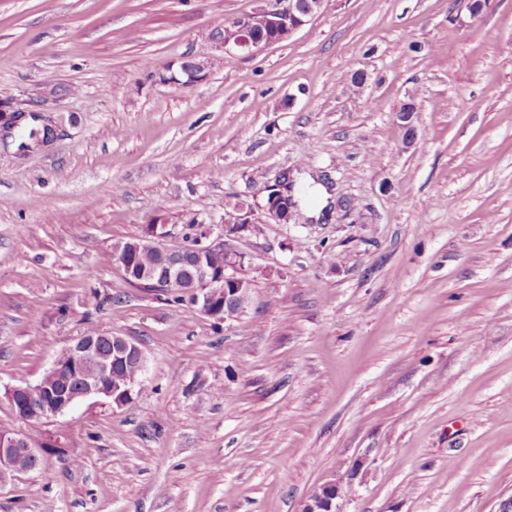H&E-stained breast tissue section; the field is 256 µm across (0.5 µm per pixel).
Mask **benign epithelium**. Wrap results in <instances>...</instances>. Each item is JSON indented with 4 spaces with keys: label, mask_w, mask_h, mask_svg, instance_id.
<instances>
[{
    "label": "benign epithelium",
    "mask_w": 512,
    "mask_h": 512,
    "mask_svg": "<svg viewBox=\"0 0 512 512\" xmlns=\"http://www.w3.org/2000/svg\"><path fill=\"white\" fill-rule=\"evenodd\" d=\"M324 0H266L260 12L235 21L232 29L224 30V52L253 51L268 44L264 33L287 29L294 32L307 24L321 10ZM24 117L7 112L0 105V131L18 127ZM169 236L167 225L149 224L143 235L133 240L124 250L115 251L118 262L135 283L159 280L167 288H175L193 301V305L208 316L219 315V307L245 311L250 302V289L235 270L238 256L212 245L197 244L196 259L189 264L185 248L164 244ZM155 247L160 254L159 267L141 268L131 256L143 249ZM224 256L219 266L208 260L212 254ZM110 345L101 344L95 336H81L63 355L71 356L67 364L57 361L34 385L8 390L9 400L18 404V410L36 411L40 418L51 419L69 411L79 401L102 398L120 407L132 399L139 380L127 377L120 383L112 382L113 371L133 360L144 365L141 348L123 336L109 337ZM47 448H37L19 433L0 430V484L15 479L40 467ZM339 486L330 481L321 485L305 503L302 512H336L334 501Z\"/></svg>",
    "instance_id": "7a95c632"
}]
</instances>
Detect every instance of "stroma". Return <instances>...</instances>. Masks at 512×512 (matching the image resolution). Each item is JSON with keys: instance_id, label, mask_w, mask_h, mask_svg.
Returning <instances> with one entry per match:
<instances>
[{"instance_id": "obj_1", "label": "stroma", "mask_w": 512, "mask_h": 512, "mask_svg": "<svg viewBox=\"0 0 512 512\" xmlns=\"http://www.w3.org/2000/svg\"><path fill=\"white\" fill-rule=\"evenodd\" d=\"M469 3L324 0L247 54L220 32L265 0H0V102L56 129L24 156L0 143V429L52 451L0 512H301L330 479L340 512H499L512 0ZM188 60L210 67L174 83ZM193 215L252 283L239 320L114 256L159 218L182 245ZM91 329L143 350L132 401L21 418L9 388Z\"/></svg>"}]
</instances>
